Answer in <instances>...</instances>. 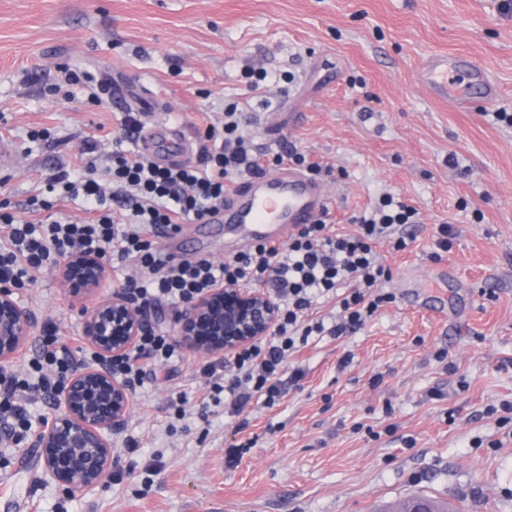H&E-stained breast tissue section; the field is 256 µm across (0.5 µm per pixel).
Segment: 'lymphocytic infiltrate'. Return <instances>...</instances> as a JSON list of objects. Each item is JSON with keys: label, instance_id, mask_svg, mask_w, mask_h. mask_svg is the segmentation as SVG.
Here are the masks:
<instances>
[{"label": "lymphocytic infiltrate", "instance_id": "lymphocytic-infiltrate-1", "mask_svg": "<svg viewBox=\"0 0 512 512\" xmlns=\"http://www.w3.org/2000/svg\"><path fill=\"white\" fill-rule=\"evenodd\" d=\"M241 123L236 105L225 106L223 119L207 126L197 162L161 164L127 149L139 125L130 114L122 135L112 139L106 171H98L91 144L80 177L57 172L46 183V197L32 198L20 212L9 200L0 201V282L20 290L34 287L75 252L98 254L109 265L131 263L135 272L124 277L121 293L145 309L177 308L225 283L270 289L279 318L269 338L237 350L231 368L220 369L209 361L198 368L210 405L234 413L254 400L273 404L283 379L297 382L303 376L300 367L290 364L292 354L311 338L360 329L390 300L385 285L392 273L375 248L388 241L396 250L406 249L405 227L418 215L400 197L387 194L355 217L349 231L321 219L300 226L277 246L257 243L220 262L207 257L174 261L157 238L180 232L183 224L209 220L223 206L229 185L287 163L313 175L320 171L295 149L257 152L242 134ZM76 198L86 207V221L52 218L60 201ZM330 296L338 297L341 308L334 321L317 312L321 300ZM179 356L172 336L149 324L134 350L111 361L110 368L135 392L149 367L171 364ZM97 359L89 347L59 335L56 326H46L35 354L24 355L18 367L0 368V446L20 445L32 428L29 404L54 398L66 387L76 363Z\"/></svg>", "mask_w": 512, "mask_h": 512}]
</instances>
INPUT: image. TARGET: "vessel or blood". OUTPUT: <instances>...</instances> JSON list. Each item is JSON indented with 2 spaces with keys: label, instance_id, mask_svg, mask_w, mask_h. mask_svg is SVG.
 I'll use <instances>...</instances> for the list:
<instances>
[{
  "label": "vessel or blood",
  "instance_id": "vessel-or-blood-1",
  "mask_svg": "<svg viewBox=\"0 0 512 512\" xmlns=\"http://www.w3.org/2000/svg\"><path fill=\"white\" fill-rule=\"evenodd\" d=\"M423 82L433 97L458 110L477 101L491 103L498 96L493 79L466 57L431 56L424 64ZM326 203L317 181L285 168L233 185L224 196V221L241 225L253 239L277 245L299 225L315 222Z\"/></svg>",
  "mask_w": 512,
  "mask_h": 512
}]
</instances>
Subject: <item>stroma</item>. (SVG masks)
Listing matches in <instances>:
<instances>
[{
	"mask_svg": "<svg viewBox=\"0 0 512 512\" xmlns=\"http://www.w3.org/2000/svg\"><path fill=\"white\" fill-rule=\"evenodd\" d=\"M462 54L499 99L466 112L421 83L425 60ZM89 75L69 88L68 71ZM272 79L250 90L245 75ZM101 104H94V97ZM237 101L258 150L320 163L326 221L349 224L386 194L421 222L406 250L378 246L394 299L361 329L295 353L305 375L273 406L203 404L202 354L148 377L113 428L133 476L67 498L33 444L7 449L21 512H374L429 496L453 512H512V7L507 0H0V191L23 208L48 178L82 172L85 141L111 151L125 112L158 111L196 160V128ZM49 129L50 140L32 138ZM452 225L448 251L438 225ZM234 225L161 238L178 259L239 250ZM32 336L82 333L84 301L56 276L20 292ZM185 396L186 417L172 405ZM135 438L137 452L125 441ZM502 447H493V440ZM246 446L239 462L225 450Z\"/></svg>",
	"mask_w": 512,
	"mask_h": 512,
	"instance_id": "stroma-1",
	"label": "stroma"
}]
</instances>
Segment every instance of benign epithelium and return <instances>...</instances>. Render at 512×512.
Wrapping results in <instances>:
<instances>
[{"instance_id":"7a95c632","label":"benign epithelium","mask_w":512,"mask_h":512,"mask_svg":"<svg viewBox=\"0 0 512 512\" xmlns=\"http://www.w3.org/2000/svg\"><path fill=\"white\" fill-rule=\"evenodd\" d=\"M72 297L96 294L107 280L106 264L94 254L72 253L57 269ZM276 302L245 284L217 286L180 313L178 336L202 354L233 352L267 335L278 319ZM33 323L31 312L0 283V363L25 348ZM143 315L123 296L114 294L83 310L82 335L108 360L128 354L140 336ZM61 416L35 436L45 478L69 489L90 492L112 465V428L132 404L130 390L104 364L83 365L58 396Z\"/></svg>"}]
</instances>
